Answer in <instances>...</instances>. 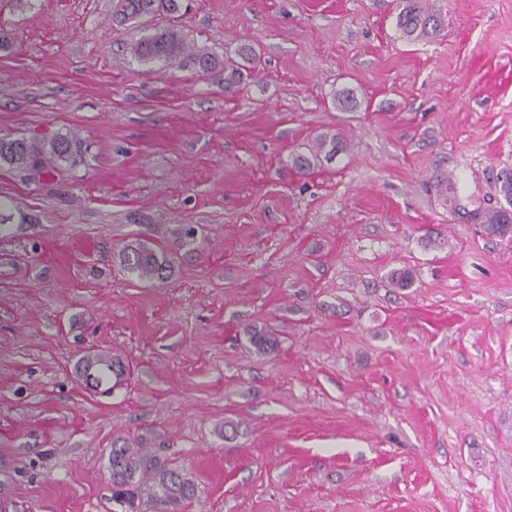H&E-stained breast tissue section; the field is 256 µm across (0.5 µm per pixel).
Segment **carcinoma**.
I'll return each mask as SVG.
<instances>
[{
  "mask_svg": "<svg viewBox=\"0 0 512 512\" xmlns=\"http://www.w3.org/2000/svg\"><path fill=\"white\" fill-rule=\"evenodd\" d=\"M396 28L401 36L410 41L427 39L443 29L441 14L433 8L429 0H392ZM177 0H113V15L121 22H137L139 18L166 12H177ZM134 56L143 63L164 61L175 68H193L209 74L224 87L240 82L241 70L229 63L227 76H221L217 58L207 52L190 49L180 33L174 29L164 33L144 36L130 47ZM77 149L62 136L50 139H37L10 136L0 137V161L19 170L40 172L45 160L54 156L60 160L74 159ZM495 197L492 201L478 205L465 212L467 220L478 224L489 237L512 236V165L506 164L495 174ZM435 187L448 194V202L455 201L457 181L450 173L436 177ZM127 271L147 280H164L170 264L161 259L150 247L144 244L129 246L123 254ZM250 342L259 350H267L275 345V338L262 329L251 332ZM86 377L99 386L103 378L112 374L121 378L125 368L102 356L88 357L85 360ZM113 496L136 512L142 499L156 509V512H177L185 501L195 494V484L178 470L159 462L154 457L141 452L139 448H112L109 455Z\"/></svg>",
  "mask_w": 512,
  "mask_h": 512,
  "instance_id": "obj_1",
  "label": "carcinoma"
}]
</instances>
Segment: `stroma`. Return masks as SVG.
<instances>
[{
	"label": "stroma",
	"mask_w": 512,
	"mask_h": 512,
	"mask_svg": "<svg viewBox=\"0 0 512 512\" xmlns=\"http://www.w3.org/2000/svg\"><path fill=\"white\" fill-rule=\"evenodd\" d=\"M430 2L429 42L389 0L0 9V135L81 151L0 165V512H129L116 444L193 480L178 512H512V237L434 185L471 210L512 164V0ZM169 28L250 76L131 56ZM137 242L166 280L127 272ZM177 0H115L112 4L113 15L120 22L137 23L138 19L149 14L177 12ZM97 373L95 375L94 373L90 372L93 370ZM84 371L86 373L87 379H91L93 381V385L95 387H98L102 381L103 378H105L108 373H112L116 377V381L120 380V378L125 374L126 370L122 366L121 363H113L109 360L105 359L102 356H95V357H87L84 364Z\"/></svg>",
	"instance_id": "stroma-1"
}]
</instances>
